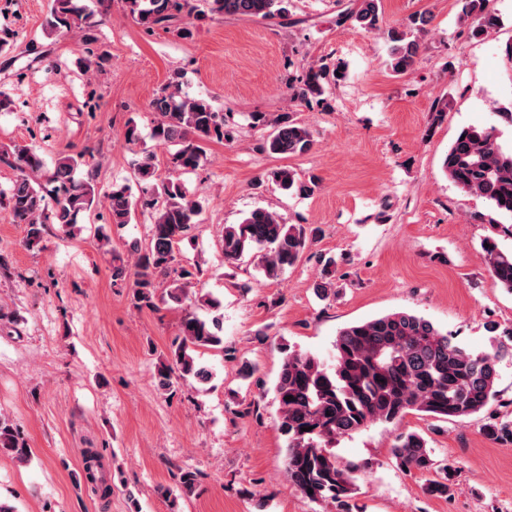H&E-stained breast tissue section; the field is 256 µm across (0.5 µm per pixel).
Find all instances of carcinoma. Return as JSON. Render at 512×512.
Here are the masks:
<instances>
[{
	"mask_svg": "<svg viewBox=\"0 0 512 512\" xmlns=\"http://www.w3.org/2000/svg\"><path fill=\"white\" fill-rule=\"evenodd\" d=\"M125 11L148 32L161 29L176 38L192 35L194 22L210 15L262 20L288 19V0H121ZM112 0H94V7L78 0H51L45 20L50 34L79 36L86 56L83 67L100 65L105 54L94 51L96 31L106 20ZM352 22L366 31H381L389 43V66L397 75L414 69L428 19L420 15L412 27H383L381 0H353L341 23ZM461 22L473 38H482L498 26L490 0H466ZM338 70L325 62L311 64L288 80L290 101L309 109L326 107L328 88L336 82ZM180 74L174 72L149 104L154 115L152 137L157 144L172 147L171 175L158 178L154 155L137 164V191L128 184H112L100 194L96 172L76 173L84 166L85 152L68 149L57 155L52 167L45 166L33 147L13 144L0 148V163L15 172L11 186L0 191V209L8 211L14 223L26 226L25 246H40L50 224L80 233V214L101 203L108 224L94 228L98 244H112L111 227L132 222L136 210L148 214L151 239L144 251L132 246L137 255L133 272L134 299L138 306L155 307L156 278L172 273L178 284L170 289V301L181 304L188 298L195 273L181 265L176 248L190 239L194 224L203 211V201L183 190L179 175L200 166L204 146L232 138L224 113L204 97L181 94ZM254 126L268 129L261 149L284 157L309 152L313 132L289 113L253 115ZM443 169L462 191L486 199L496 211L512 218V148L500 141L495 127L469 126L462 129L448 148ZM270 179L285 191L299 194L313 191L315 182L300 181L296 173L280 168ZM485 264L494 281L512 294V250L499 247L495 239L484 240ZM306 247L303 228L287 224L265 208H256L238 224L224 225V262L237 265L247 257L260 256L266 277L273 279L293 266ZM334 261L324 264L316 292L329 295ZM222 319H204L194 311L185 312L180 335L166 363L158 369L159 386L174 391L172 374L207 382L209 369L200 362L201 351L224 349ZM509 342L494 341L485 351H473L442 333L431 321L406 311L392 312L354 322L342 328L333 344L330 359L296 350H285L275 384L279 406L278 430L286 442L285 469L289 481L314 502L334 506L332 512H363L356 502V482L362 465L342 467L333 448L343 437H351L376 424H395L410 412L422 413L440 422L462 423L488 411L496 402L498 365L512 360V331ZM486 437L498 444H512V420L489 418L483 427ZM0 447L28 460L26 444L8 419L0 416ZM391 454L398 468L421 474L435 473L425 492L446 497L450 492L448 466L434 458L428 441L414 431L397 435ZM313 493H308V490Z\"/></svg>",
	"mask_w": 512,
	"mask_h": 512,
	"instance_id": "obj_1",
	"label": "carcinoma"
}]
</instances>
